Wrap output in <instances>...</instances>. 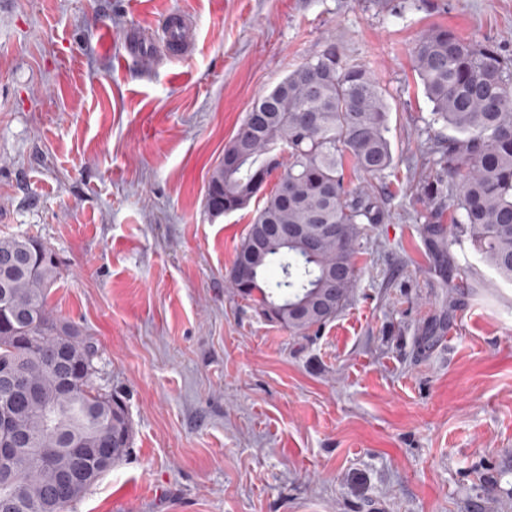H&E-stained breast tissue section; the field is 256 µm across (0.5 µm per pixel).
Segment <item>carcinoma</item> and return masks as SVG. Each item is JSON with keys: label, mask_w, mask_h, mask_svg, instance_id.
<instances>
[{"label": "carcinoma", "mask_w": 512, "mask_h": 512, "mask_svg": "<svg viewBox=\"0 0 512 512\" xmlns=\"http://www.w3.org/2000/svg\"><path fill=\"white\" fill-rule=\"evenodd\" d=\"M411 57L431 105L428 125L448 131L438 135L434 158L414 167L411 189L424 223L434 234L448 233L450 243L466 236L482 262L512 283V58L447 27L421 34ZM388 112L368 68L331 41L255 99L224 149L226 155L243 149L246 158L213 170L206 193L211 216L247 208L255 183L281 166L288 182V197L278 189L263 196L231 269L253 266L250 277L230 281L269 321L305 332L335 318L349 301L362 225L387 218L371 181L393 164ZM349 164L359 180L354 188L345 181ZM445 199L452 209L447 228L436 207ZM279 224L303 225L312 235L319 225L334 224L336 236L318 238L312 253L283 248L269 232ZM271 266L281 276L262 280ZM57 276L56 254L44 242L0 237V359L13 361L21 378L11 392H0V407L9 403L11 423L46 457L64 448L79 457L110 448L115 464L130 447L129 414L119 398L93 386L95 345L50 307ZM68 335L75 337L67 368L72 384L60 392L53 359L58 340ZM17 486L58 512H68L90 488L55 495L35 458L20 463L13 481L0 479V497Z\"/></svg>", "instance_id": "1"}]
</instances>
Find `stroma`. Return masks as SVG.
I'll return each mask as SVG.
<instances>
[{"label": "stroma", "mask_w": 512, "mask_h": 512, "mask_svg": "<svg viewBox=\"0 0 512 512\" xmlns=\"http://www.w3.org/2000/svg\"><path fill=\"white\" fill-rule=\"evenodd\" d=\"M0 0V236L59 259L131 445L69 512H512V284L468 238L434 271L411 166L436 136L410 49L444 26L512 57V0ZM194 45L154 42L172 12ZM389 103L386 223L349 303L296 332L229 274L254 208L206 190L264 91L328 41Z\"/></svg>", "instance_id": "1"}]
</instances>
